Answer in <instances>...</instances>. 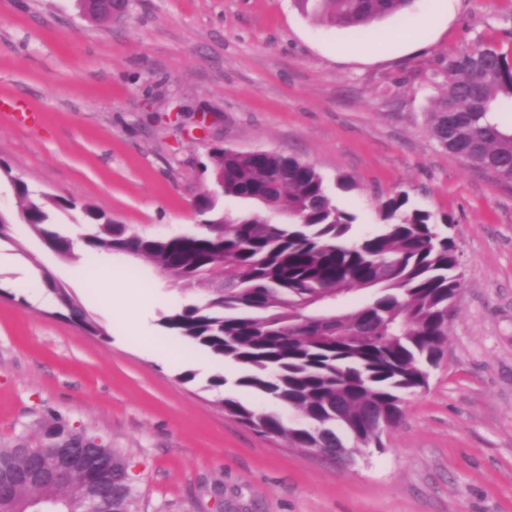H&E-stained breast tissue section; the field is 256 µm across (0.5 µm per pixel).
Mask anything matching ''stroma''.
<instances>
[{
	"label": "stroma",
	"instance_id": "1",
	"mask_svg": "<svg viewBox=\"0 0 512 512\" xmlns=\"http://www.w3.org/2000/svg\"><path fill=\"white\" fill-rule=\"evenodd\" d=\"M479 37L512 59V0H414L364 29L317 24L294 0H130L106 23L80 0H0V212L17 210L15 176L137 231L182 234L200 221L210 148L275 151L328 183L353 179L335 192L352 237L399 192L448 217L464 280L445 357L382 448L331 458L225 414V396L267 400L162 330L179 299L165 276L115 255L87 278L35 238L0 240V446L55 411L126 459L139 512H512V182L428 127L440 61ZM47 271L109 340L17 289ZM116 288L155 293L146 326L170 358L107 305Z\"/></svg>",
	"mask_w": 512,
	"mask_h": 512
}]
</instances>
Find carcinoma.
<instances>
[{
    "instance_id": "carcinoma-1",
    "label": "carcinoma",
    "mask_w": 512,
    "mask_h": 512,
    "mask_svg": "<svg viewBox=\"0 0 512 512\" xmlns=\"http://www.w3.org/2000/svg\"><path fill=\"white\" fill-rule=\"evenodd\" d=\"M314 19L326 26L365 28L406 15L414 0H320ZM443 91L429 115L432 138L448 153L512 182V131L491 115L512 99V62L478 39L442 60ZM211 187L197 212L223 223L217 234L202 226L172 237L131 232L105 213L65 198L36 197L20 180L18 215L0 218V240L14 239L13 224L57 257L75 258L68 232L54 226L53 211L81 208L86 258L136 255L164 274L184 300L162 315L171 335L218 361L237 365V385L297 412L285 423L272 409L224 398V412L293 448H322L328 455L352 444L381 447V426L399 422L408 396L427 383L443 358L448 310L463 290L460 260L448 236V219L410 204L398 193L380 208L381 227L350 237L355 216L340 209L317 170L277 152L246 158L230 147L210 150ZM229 197L263 205L267 212L232 215L219 208ZM67 311L65 318L91 336L107 338L64 283L45 278ZM365 291L347 304L346 294ZM71 440L59 415L44 417L34 436L0 446V508L51 497L69 501L112 486V512H138L126 460L103 441L81 449L70 478L56 480L42 457Z\"/></svg>"
}]
</instances>
